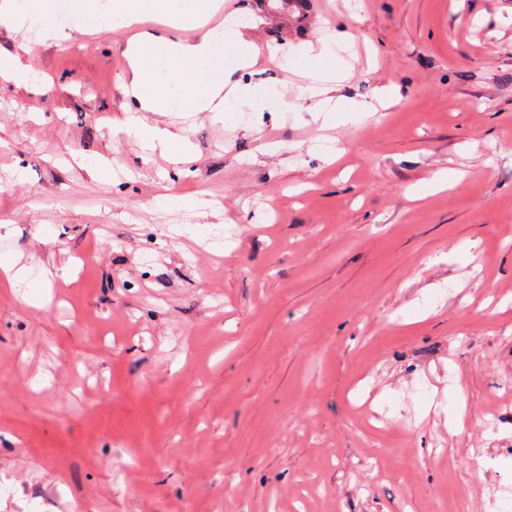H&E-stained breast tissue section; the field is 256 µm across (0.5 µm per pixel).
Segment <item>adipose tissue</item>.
<instances>
[{"label": "adipose tissue", "instance_id": "obj_1", "mask_svg": "<svg viewBox=\"0 0 512 512\" xmlns=\"http://www.w3.org/2000/svg\"><path fill=\"white\" fill-rule=\"evenodd\" d=\"M73 10L81 31L131 28L145 18L158 19L165 33H143L130 42L125 58V89L134 93L137 105L128 110L124 129L139 139L145 153L161 152L183 158L194 151L187 134L189 115L208 113L223 121L229 111L287 112L294 104L287 95L269 97L241 77L253 67L255 56L243 53L248 41L243 31L209 26L212 0H74ZM54 0H11V25L37 27L41 35L54 31ZM351 33L336 34L306 46L305 54L324 61L312 72L300 94L310 111L335 112L334 93L340 79L330 64L337 45L351 40Z\"/></svg>", "mask_w": 512, "mask_h": 512}]
</instances>
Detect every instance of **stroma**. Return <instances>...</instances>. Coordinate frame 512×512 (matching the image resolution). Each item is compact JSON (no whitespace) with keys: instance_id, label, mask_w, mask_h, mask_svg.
<instances>
[{"instance_id":"obj_1","label":"stroma","mask_w":512,"mask_h":512,"mask_svg":"<svg viewBox=\"0 0 512 512\" xmlns=\"http://www.w3.org/2000/svg\"><path fill=\"white\" fill-rule=\"evenodd\" d=\"M222 8L266 94L298 98L339 20L336 98L398 101L327 130L201 113L193 161L146 162L130 31L0 23L55 87L0 79V256L25 266L0 283V512H486L512 495V0ZM353 35L343 29L336 28V34L319 42L316 46L308 45L304 48L305 54L321 61L336 58V45L351 40Z\"/></svg>"}]
</instances>
